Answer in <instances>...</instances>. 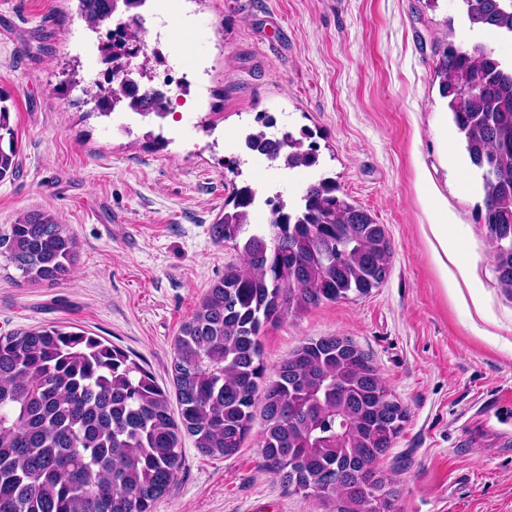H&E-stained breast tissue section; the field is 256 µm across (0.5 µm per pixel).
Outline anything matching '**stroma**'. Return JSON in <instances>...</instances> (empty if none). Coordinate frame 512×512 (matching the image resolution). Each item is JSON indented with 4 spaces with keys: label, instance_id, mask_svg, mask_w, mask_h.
<instances>
[{
    "label": "stroma",
    "instance_id": "stroma-1",
    "mask_svg": "<svg viewBox=\"0 0 512 512\" xmlns=\"http://www.w3.org/2000/svg\"><path fill=\"white\" fill-rule=\"evenodd\" d=\"M140 13L179 46L169 63L191 87L166 121L136 116L116 136L93 100L87 48L98 36L72 0H0V82L20 146L18 173L0 181V230L48 211L80 244L73 273L51 288L22 282L0 256V334L75 326L172 388L176 336L241 261L212 232L234 187L259 177L291 200L313 178L232 150L257 114L273 115L279 132H311L318 171L384 225L393 255L369 294L266 327L265 366L311 339L353 340L406 412L382 465L396 512H512V295L437 77L447 28L506 59L512 42L469 30L458 0H145ZM439 204L465 270L451 289L422 233ZM262 429L255 417L229 458L182 437L178 478L153 512H325L264 467Z\"/></svg>",
    "mask_w": 512,
    "mask_h": 512
}]
</instances>
